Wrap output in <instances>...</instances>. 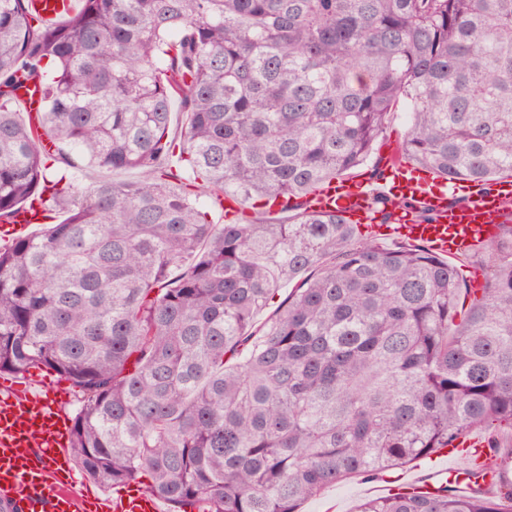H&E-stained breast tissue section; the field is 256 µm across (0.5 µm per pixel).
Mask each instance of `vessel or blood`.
Instances as JSON below:
<instances>
[{"label": "vessel or blood", "mask_w": 512, "mask_h": 512, "mask_svg": "<svg viewBox=\"0 0 512 512\" xmlns=\"http://www.w3.org/2000/svg\"><path fill=\"white\" fill-rule=\"evenodd\" d=\"M377 192L428 205L434 223H415L404 212L397 233L443 256L470 251L497 233L499 224L512 221V212L503 207L512 198L511 180H502L490 192L470 182L449 184L419 175L411 163L399 159L387 166L379 188L337 180L318 189L314 199L318 209L336 208L350 221L368 224L372 215L367 201ZM458 192L465 195V204L449 206V195ZM64 406L63 398L43 397L25 385L7 386L0 395V502L17 512H159L157 500L139 493L97 501L83 495L68 452ZM417 479L426 488L446 484L456 490L477 484L488 490L500 484L499 478L463 474L452 466L418 474Z\"/></svg>", "instance_id": "b4317fda"}]
</instances>
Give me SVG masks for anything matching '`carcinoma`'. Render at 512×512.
<instances>
[{"label": "carcinoma", "instance_id": "carcinoma-1", "mask_svg": "<svg viewBox=\"0 0 512 512\" xmlns=\"http://www.w3.org/2000/svg\"><path fill=\"white\" fill-rule=\"evenodd\" d=\"M78 2L47 24L0 0V224L64 214L0 245V373L72 382L91 479L170 512H298L512 425V222L475 247L472 291L426 245L362 239L310 201L369 162L381 176L397 112L402 160L487 190L512 177V0ZM83 167L140 177L85 186ZM226 196L239 213L216 222ZM359 512H512V482L400 487Z\"/></svg>", "mask_w": 512, "mask_h": 512}]
</instances>
